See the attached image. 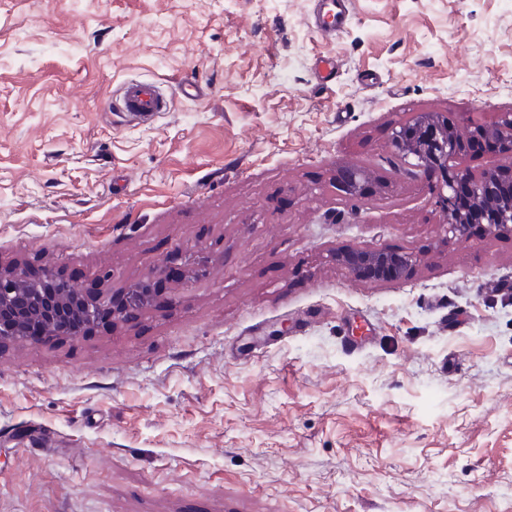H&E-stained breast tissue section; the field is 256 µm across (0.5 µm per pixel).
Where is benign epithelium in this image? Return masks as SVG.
Instances as JSON below:
<instances>
[{"label":"benign epithelium","instance_id":"benign-epithelium-1","mask_svg":"<svg viewBox=\"0 0 512 512\" xmlns=\"http://www.w3.org/2000/svg\"><path fill=\"white\" fill-rule=\"evenodd\" d=\"M476 139H489L496 149L512 154V113L502 112L488 125L477 124L461 133L448 118L438 113H419L392 132L391 151L396 165L415 170L416 178L425 180L436 194L442 212L440 231L450 239L467 240L474 228L487 235H512V223L502 220L492 190L502 174L488 168L480 175L453 165ZM336 189L356 204L368 198L372 172L362 166L336 167ZM465 184L472 192V209L461 213L454 209L456 192ZM416 261L414 255L395 248L365 250L352 248L336 254V262L358 280L399 282ZM167 265L161 264L148 277L127 289L122 300L114 303L104 296H89L77 283L58 287L61 278L50 270L40 276L30 275L25 267L7 274L0 272V309L14 310L12 322L0 325V342L18 339L30 320H40L53 336H80L93 324L95 310L112 307V316L125 319L146 309L152 292L159 285Z\"/></svg>","mask_w":512,"mask_h":512}]
</instances>
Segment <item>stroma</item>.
<instances>
[{"label":"stroma","instance_id":"1","mask_svg":"<svg viewBox=\"0 0 512 512\" xmlns=\"http://www.w3.org/2000/svg\"><path fill=\"white\" fill-rule=\"evenodd\" d=\"M0 0V270L140 316L0 344V512H512V236L443 238L392 127L512 112V0ZM194 76L199 101L177 87ZM159 83L139 122L107 101ZM390 181L352 209L337 166ZM399 247V284L336 251ZM316 3V29L324 34L341 30L349 12V0H316ZM170 99L160 87L150 81L129 80L124 82L118 92V103L111 99L110 107L117 112L152 117L159 112L169 110Z\"/></svg>","mask_w":512,"mask_h":512}]
</instances>
